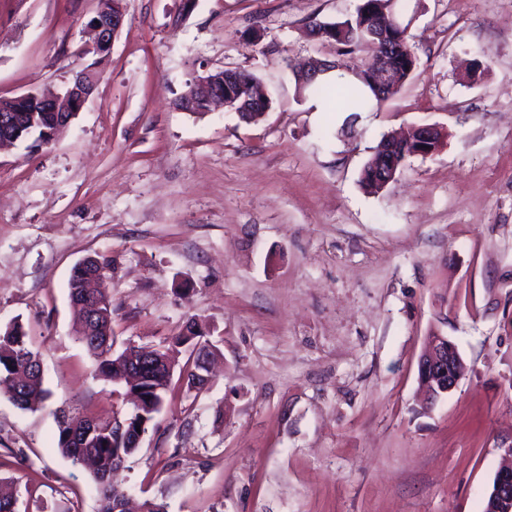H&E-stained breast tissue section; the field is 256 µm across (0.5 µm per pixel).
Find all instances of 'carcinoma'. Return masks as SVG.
I'll return each instance as SVG.
<instances>
[{
  "label": "carcinoma",
  "mask_w": 512,
  "mask_h": 512,
  "mask_svg": "<svg viewBox=\"0 0 512 512\" xmlns=\"http://www.w3.org/2000/svg\"><path fill=\"white\" fill-rule=\"evenodd\" d=\"M382 9H400L398 3L390 0H363L355 14L334 23V41L348 52L360 48L362 42L371 41L363 30L370 15ZM409 27L404 25L393 31L400 55L405 61L398 65L395 88L386 93L392 96L413 77L418 68V58L411 51ZM236 80L225 86L227 94H241L257 98L263 105L271 101L265 95V86L253 73L234 70ZM304 92H310L335 103V111L342 112L352 104L364 107L380 105L384 98L378 96L373 84L366 79L356 82H335L327 84L321 79L301 85ZM40 101L30 97L17 102L23 111L16 113L23 131L20 141L54 128L60 116L58 112L36 113V125L30 124L29 110L37 108ZM109 263L95 256H88L76 264L69 280L70 301L76 315L74 333L90 353L94 372L107 380L117 381L128 391L140 393L142 403L126 414L122 421L89 418L79 414L62 413L58 420L57 447L73 464H86L92 469L100 502L99 512H123L126 493L114 483L113 475L123 460L134 454L138 432H148L160 412L165 395L171 384V376L159 372L150 377L136 378L131 374L134 362L140 360L142 348L127 346L121 352L114 349L112 336V297L106 290L90 294L85 288L90 275L107 270ZM184 328L188 334L174 336L168 346L154 349L162 357L182 348L186 351L197 345H208L210 341L205 324L196 315L187 318ZM0 386L18 408L29 410L37 407L49 396L43 387L40 354L29 345L22 325L15 322L0 330Z\"/></svg>",
  "instance_id": "1"
}]
</instances>
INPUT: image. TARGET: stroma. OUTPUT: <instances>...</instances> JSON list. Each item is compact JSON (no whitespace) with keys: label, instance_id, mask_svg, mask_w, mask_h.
Listing matches in <instances>:
<instances>
[{"label":"stroma","instance_id":"35a3bbf8","mask_svg":"<svg viewBox=\"0 0 512 512\" xmlns=\"http://www.w3.org/2000/svg\"><path fill=\"white\" fill-rule=\"evenodd\" d=\"M360 0H124L101 58L97 0H0V98L67 84L90 99L52 145L0 152V328L20 322L49 397L0 394V477L21 512H98L57 447L61 410L131 406L74 340L68 281L111 264L116 349L157 347L187 316L220 353L206 390L180 377L117 480L167 512H483L512 444V0H420L416 75L369 112L315 110L292 68L367 64L309 38ZM480 62L478 82L464 67ZM240 68L271 107L255 123L175 99ZM438 127L384 189L360 184L384 134ZM468 373L431 410L417 362L431 331ZM111 0H101L99 3L108 5ZM122 0L110 2L112 9L107 7L98 8L95 14L88 20L86 27L93 34V44L90 51L102 54V48L107 47L110 51L112 42L119 34L124 22V8Z\"/></svg>","mask_w":512,"mask_h":512}]
</instances>
